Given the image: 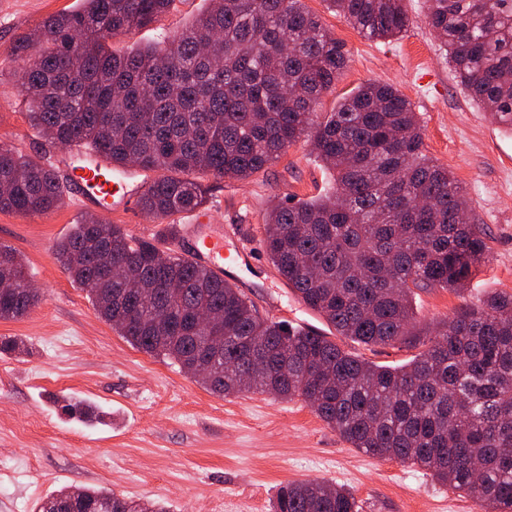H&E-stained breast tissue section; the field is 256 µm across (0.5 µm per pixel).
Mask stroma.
<instances>
[{
  "mask_svg": "<svg viewBox=\"0 0 512 512\" xmlns=\"http://www.w3.org/2000/svg\"><path fill=\"white\" fill-rule=\"evenodd\" d=\"M348 50V64L319 109L370 81L397 87L418 115L426 153L448 168L468 199V221L485 228L488 255L463 290L428 288L415 297V331L424 335L461 305L491 292L512 294V132L499 127L458 82L445 47L426 22L425 0H404L405 34L369 40L324 0H304ZM209 0H175L154 24L111 39L127 54L190 26ZM80 0H0V142L48 163L68 178V150L51 146L28 123L18 93L13 42L48 16ZM206 209L224 233V251L247 248L228 279L264 317L322 333L330 326L289 290L264 246L263 224L278 202L325 192L330 174L301 139L272 165L245 180L204 176ZM71 187L48 214L0 213V242L16 248L43 298L27 316L0 320V336L25 350L0 353V512H34L66 486L104 488L163 503L168 512H271L286 484L310 480L349 488L360 512H482L472 497L416 467L351 448L303 400L259 392L219 395L171 360L149 355L102 320L53 253L80 215L95 214L135 238L160 237L165 224L139 205L83 204ZM65 398L95 414L63 413Z\"/></svg>",
  "mask_w": 512,
  "mask_h": 512,
  "instance_id": "35a3bbf8",
  "label": "stroma"
}]
</instances>
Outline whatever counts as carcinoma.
<instances>
[{
    "label": "carcinoma",
    "instance_id": "cac0c4a2",
    "mask_svg": "<svg viewBox=\"0 0 512 512\" xmlns=\"http://www.w3.org/2000/svg\"><path fill=\"white\" fill-rule=\"evenodd\" d=\"M175 0H82L11 46L30 126L102 174L131 163L157 173L138 198L157 219L206 203L197 175L246 179L307 135L333 177L327 193L273 207L269 260L336 335L364 346L423 345L407 363L365 360L316 330L262 317L235 285L164 246L85 214L54 254L101 319L133 347L170 359L220 394L315 397V411L368 455L408 464L512 512V295L464 305L421 340L416 291L456 289L486 257L467 198L425 153L417 112L396 88L368 82L314 120L346 66L343 41L303 0H211L177 35L126 55L108 41L156 22ZM370 39L409 27L403 0H325ZM428 25L455 77L512 131V0H428ZM68 183L0 143V212L38 216ZM125 268L134 280L113 275ZM42 294L23 256L0 243V319L26 316ZM206 307L217 325L195 321ZM343 486L282 487L273 512H358ZM36 512H166L103 489H61Z\"/></svg>",
    "mask_w": 512,
    "mask_h": 512
}]
</instances>
